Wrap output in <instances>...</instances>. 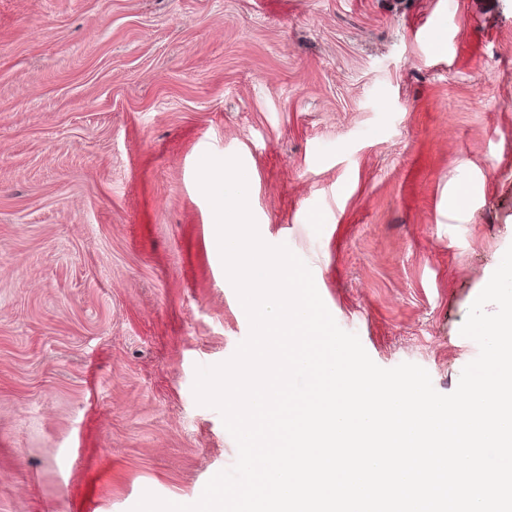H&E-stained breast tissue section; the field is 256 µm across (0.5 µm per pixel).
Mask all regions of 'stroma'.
<instances>
[{
    "label": "stroma",
    "mask_w": 512,
    "mask_h": 512,
    "mask_svg": "<svg viewBox=\"0 0 512 512\" xmlns=\"http://www.w3.org/2000/svg\"><path fill=\"white\" fill-rule=\"evenodd\" d=\"M207 154L378 366L452 393L512 246V0H0V512L234 466L193 391L250 332Z\"/></svg>",
    "instance_id": "1"
}]
</instances>
